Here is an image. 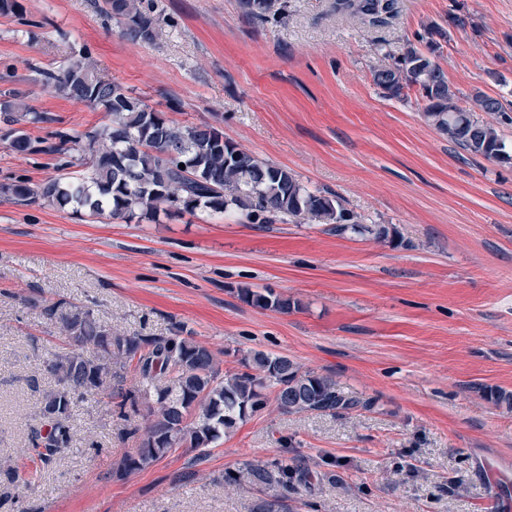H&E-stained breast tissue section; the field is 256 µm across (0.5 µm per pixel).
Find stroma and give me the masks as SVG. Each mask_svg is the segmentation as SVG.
<instances>
[{
    "label": "stroma",
    "mask_w": 512,
    "mask_h": 512,
    "mask_svg": "<svg viewBox=\"0 0 512 512\" xmlns=\"http://www.w3.org/2000/svg\"><path fill=\"white\" fill-rule=\"evenodd\" d=\"M19 2L20 14L0 15V91L49 114L26 126L33 141L107 123L40 81L86 51L168 119L214 126L399 234L378 242L204 213L124 222L0 194V512H256L259 488L222 476L282 457L321 478L277 512H503L512 410L481 390H512V164L462 157L416 99L384 96L370 71L433 21L448 32L439 62L462 103L512 101V0H400L376 28L335 0H286L263 22L237 0H145L161 17L150 43L123 38L94 0ZM62 174L59 156L0 143V185ZM243 287L293 307L251 306ZM57 301L128 336L184 326L225 371L250 350L285 356L370 405L348 415L271 405L206 455L179 448L128 473L125 432L142 414L90 394L72 407L70 448L28 485L6 471L54 386L45 362L65 344L43 307Z\"/></svg>",
    "instance_id": "obj_1"
}]
</instances>
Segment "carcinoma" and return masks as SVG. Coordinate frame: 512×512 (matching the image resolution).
<instances>
[{
	"mask_svg": "<svg viewBox=\"0 0 512 512\" xmlns=\"http://www.w3.org/2000/svg\"><path fill=\"white\" fill-rule=\"evenodd\" d=\"M336 11L362 24L383 26L399 15L398 0H335ZM283 0H238L243 16L268 20L284 10ZM101 13L120 26L132 42L149 43L158 35L159 20L143 0H98ZM416 34L393 64L372 67L373 84L389 98L415 94L426 124L471 156L487 160L500 154L512 160L500 124H512L503 102L476 94L462 106L438 62L447 31L432 22ZM46 83L59 93L106 113L112 124L87 136V145L59 135V143L38 147L15 124L37 125L46 113L26 101V94L0 91V140L19 154L36 152L67 155L75 147L89 152L84 169L72 177L50 178L35 186L20 179L0 186V193L20 202L65 207L76 205L91 217L113 220L156 219L176 210L195 215H236L248 224H330L338 234L369 235L378 242L392 239L396 228L367 224L348 210L342 198L319 188L311 189L286 167L261 159L230 141L210 125L180 126L167 119L122 85L100 77L86 55L72 59L58 70L45 73ZM487 118H482L481 114ZM185 168H180L179 164ZM241 298L262 309L286 311L290 299L266 288L240 289ZM71 349L57 352L46 370L55 387L45 393L38 414L42 430L34 433L22 459L43 470L70 447L75 432L70 424L73 400L88 393L119 399L122 408L132 399L130 391H114V368L132 370L148 400L143 425L127 432L135 448L125 456L126 472L139 470L177 448L204 451L218 443L237 423L273 403L292 413L321 411L350 413L366 405L339 388L329 376L301 371L286 356L250 350L239 359L241 369L222 371L217 355L184 329L170 336L114 335L89 310L68 309L56 302L43 307ZM485 398L497 407L512 409V391L491 388ZM312 471L281 459L267 464H247L224 482L247 481L275 491L257 512H274L279 501L300 487L311 488Z\"/></svg>",
	"mask_w": 512,
	"mask_h": 512,
	"instance_id": "1",
	"label": "carcinoma"
}]
</instances>
